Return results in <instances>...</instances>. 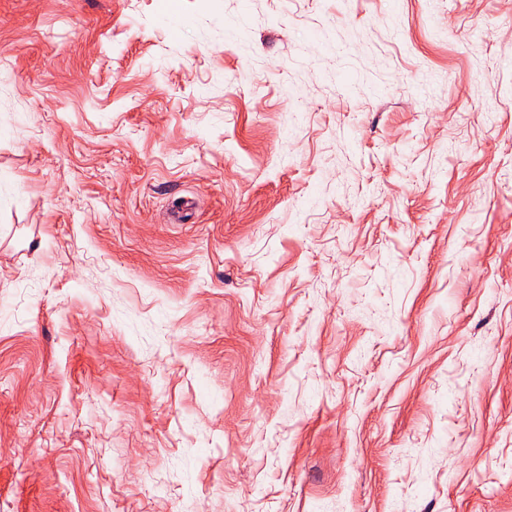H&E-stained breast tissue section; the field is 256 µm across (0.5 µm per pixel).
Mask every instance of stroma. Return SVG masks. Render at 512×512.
<instances>
[{
    "instance_id": "stroma-1",
    "label": "stroma",
    "mask_w": 512,
    "mask_h": 512,
    "mask_svg": "<svg viewBox=\"0 0 512 512\" xmlns=\"http://www.w3.org/2000/svg\"><path fill=\"white\" fill-rule=\"evenodd\" d=\"M0 0V512H512V0Z\"/></svg>"
}]
</instances>
